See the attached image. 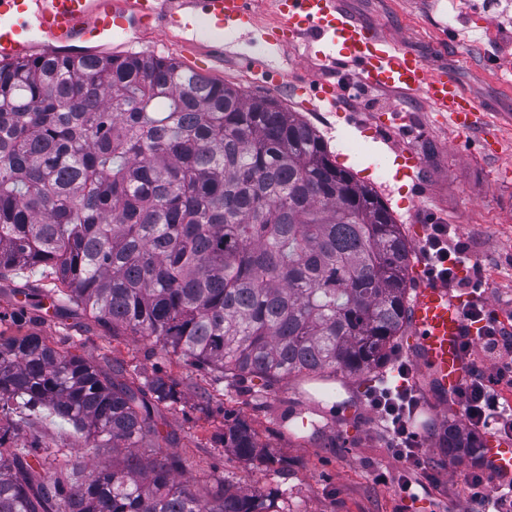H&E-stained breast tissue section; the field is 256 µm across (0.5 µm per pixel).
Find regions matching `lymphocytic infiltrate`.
I'll list each match as a JSON object with an SVG mask.
<instances>
[{
	"instance_id": "f902f5d3",
	"label": "lymphocytic infiltrate",
	"mask_w": 512,
	"mask_h": 512,
	"mask_svg": "<svg viewBox=\"0 0 512 512\" xmlns=\"http://www.w3.org/2000/svg\"><path fill=\"white\" fill-rule=\"evenodd\" d=\"M422 257L432 274L447 282L462 298L461 314L473 335L465 344L466 351H479L480 362L474 365L469 379L455 391L471 428L496 429L512 433V407L500 402L498 391L512 387V331L491 310L481 292L483 269L468 257V248L460 241L456 225L434 224L422 247ZM387 431V448L407 477L402 490H410L411 476L423 475L437 483L435 473L428 471L414 430L413 416L418 401L408 391L393 393L390 385H382L371 395ZM468 491L481 512H512V484H496L493 475L474 472L467 478Z\"/></svg>"
}]
</instances>
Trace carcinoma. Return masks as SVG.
<instances>
[{
    "label": "carcinoma",
    "instance_id": "carcinoma-1",
    "mask_svg": "<svg viewBox=\"0 0 512 512\" xmlns=\"http://www.w3.org/2000/svg\"><path fill=\"white\" fill-rule=\"evenodd\" d=\"M411 251L379 195L265 98L165 57L0 64V278L43 269L53 306L146 336L238 386L378 370L408 324ZM162 377L108 373L39 336L0 340V512H287L273 491L182 480ZM72 425L84 454L11 448L17 406ZM448 454L478 445L454 423ZM274 465L237 421L219 437Z\"/></svg>",
    "mask_w": 512,
    "mask_h": 512
}]
</instances>
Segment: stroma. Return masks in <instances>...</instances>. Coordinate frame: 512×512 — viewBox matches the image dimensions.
Segmentation results:
<instances>
[{
	"instance_id": "obj_1",
	"label": "stroma",
	"mask_w": 512,
	"mask_h": 512,
	"mask_svg": "<svg viewBox=\"0 0 512 512\" xmlns=\"http://www.w3.org/2000/svg\"><path fill=\"white\" fill-rule=\"evenodd\" d=\"M356 18L375 26L397 46L430 64L453 72L463 90L485 111L470 133L435 112L424 95L398 96L360 84L347 69L317 65L304 46L292 45L268 56L257 41L241 51L269 58L277 83L238 68L232 52L212 57L205 33L184 44L161 31L128 35V52L166 57L185 67L200 66L204 77L230 83L250 98H273L300 113L320 134L336 165L371 185L393 214L419 255L428 227L456 225L468 254L483 269L485 298L500 318L512 314V0H344ZM342 86L349 99L343 109L310 95L296 96L291 86L304 79ZM419 159L416 178L401 177L397 152ZM55 288L52 277L35 271L0 279V336L34 335L49 345L93 361L103 369L123 366L141 377L169 379L181 400L164 417L178 442L173 450L185 461L184 481L203 490L217 479L242 488L283 493L289 512H475L466 476L482 458H453L444 448L441 424H465L456 402L432 413L417 412L421 441L438 485L421 482L399 489L401 471L390 456L383 427L369 404L382 379H396L393 363L378 372L344 377L333 395L319 404L314 419L319 434L279 416L292 407L308 410L301 379L274 386L254 380L247 390H227L212 373L187 365L153 339L112 335L79 309H45ZM18 447L33 444L70 449L79 442L67 423L47 411L21 410ZM246 420L272 456L287 469L255 467L237 459L217 442L226 424Z\"/></svg>"
}]
</instances>
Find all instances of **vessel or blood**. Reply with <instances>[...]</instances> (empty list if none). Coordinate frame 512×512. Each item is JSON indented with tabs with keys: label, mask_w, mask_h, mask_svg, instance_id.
<instances>
[{
	"label": "vessel or blood",
	"mask_w": 512,
	"mask_h": 512,
	"mask_svg": "<svg viewBox=\"0 0 512 512\" xmlns=\"http://www.w3.org/2000/svg\"><path fill=\"white\" fill-rule=\"evenodd\" d=\"M256 0H0V63L94 56L121 49L132 30L196 35L206 27L216 53L225 36L260 35L273 48L303 41L323 66L353 67L365 86L398 95L425 94L434 111L448 113L462 130L475 129L480 105L461 90L453 73L430 66L414 52L396 47L379 30L353 18L342 0H273L279 30L260 26ZM411 340L404 354L417 388L430 405L443 408L466 378L471 362L459 300L447 285L420 270L410 290ZM486 466L502 484L512 483V449L490 448Z\"/></svg>",
	"instance_id": "obj_1"
}]
</instances>
